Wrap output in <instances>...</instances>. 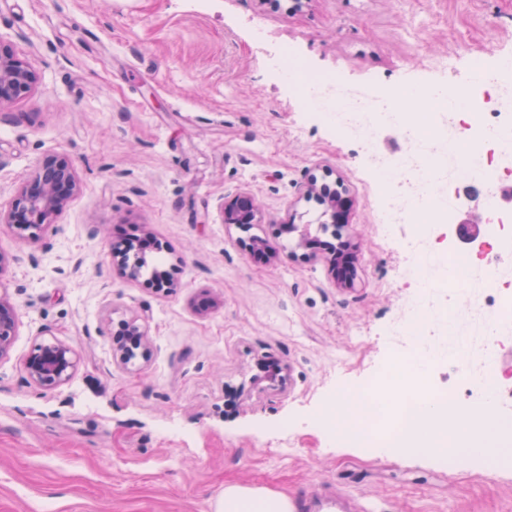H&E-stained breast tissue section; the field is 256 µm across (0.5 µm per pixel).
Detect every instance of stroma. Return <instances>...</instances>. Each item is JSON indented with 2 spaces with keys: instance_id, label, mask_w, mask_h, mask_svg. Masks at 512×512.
<instances>
[{
  "instance_id": "obj_1",
  "label": "stroma",
  "mask_w": 512,
  "mask_h": 512,
  "mask_svg": "<svg viewBox=\"0 0 512 512\" xmlns=\"http://www.w3.org/2000/svg\"><path fill=\"white\" fill-rule=\"evenodd\" d=\"M419 16L417 44L403 29ZM257 21L344 86L445 82L427 57L464 76L512 59V0H0V40L38 71L0 110V212L47 158L79 184L52 223H0V294L19 312L0 356V512H212L230 484L304 512L336 494L346 512H512V463L344 447L317 422L395 355L409 259L377 234L370 158L289 92ZM311 178L348 190V227L321 230ZM240 190L260 208L248 229L223 221ZM291 222L357 233L354 287ZM133 230L169 285L122 274L111 248ZM132 321L144 351L124 361L113 337ZM55 342L75 370L37 388L25 362Z\"/></svg>"
}]
</instances>
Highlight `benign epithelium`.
Segmentation results:
<instances>
[{
    "instance_id": "obj_1",
    "label": "benign epithelium",
    "mask_w": 512,
    "mask_h": 512,
    "mask_svg": "<svg viewBox=\"0 0 512 512\" xmlns=\"http://www.w3.org/2000/svg\"><path fill=\"white\" fill-rule=\"evenodd\" d=\"M38 80L34 64L8 44L0 41V110L32 92ZM77 190V178L71 166L59 159H50L37 166L22 185L6 217L8 224H48L61 211ZM325 203L332 223H348V200L330 194ZM225 223L255 224L259 206L247 191L236 192L224 207ZM18 320V309L0 295V356L10 347ZM74 368L71 351L61 344H45L30 357L26 369L30 380L41 387L64 383Z\"/></svg>"
}]
</instances>
